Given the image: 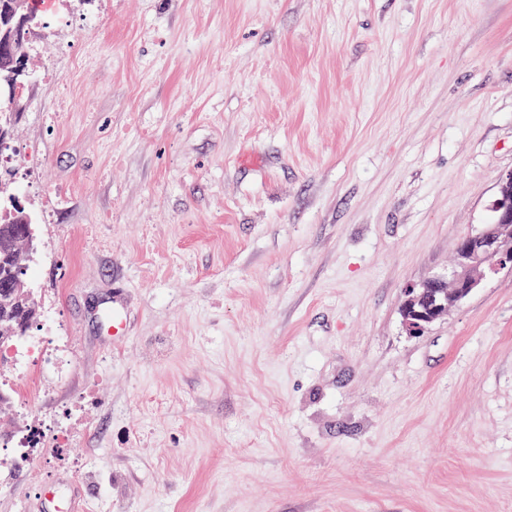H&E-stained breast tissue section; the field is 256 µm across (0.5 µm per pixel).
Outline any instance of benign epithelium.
I'll return each instance as SVG.
<instances>
[{"label":"benign epithelium","instance_id":"7a95c632","mask_svg":"<svg viewBox=\"0 0 512 512\" xmlns=\"http://www.w3.org/2000/svg\"><path fill=\"white\" fill-rule=\"evenodd\" d=\"M493 212L491 223L457 242L446 275L406 289L400 316L408 335H423L490 278L502 272L512 274V172L499 179Z\"/></svg>","mask_w":512,"mask_h":512}]
</instances>
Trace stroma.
<instances>
[{"label":"stroma","instance_id":"1","mask_svg":"<svg viewBox=\"0 0 512 512\" xmlns=\"http://www.w3.org/2000/svg\"><path fill=\"white\" fill-rule=\"evenodd\" d=\"M13 127L39 317L0 449L79 512H512V275L422 336L512 171V0H43ZM124 314L127 332L112 335ZM26 469L0 512H54ZM68 440L66 433H58L54 437L49 436L42 430L34 431L30 433L17 448H31V446H38L39 448H46L47 455H51L54 448L63 446L64 442Z\"/></svg>","mask_w":512,"mask_h":512}]
</instances>
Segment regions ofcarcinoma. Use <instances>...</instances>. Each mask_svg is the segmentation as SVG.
<instances>
[{
    "instance_id": "obj_1",
    "label": "carcinoma",
    "mask_w": 512,
    "mask_h": 512,
    "mask_svg": "<svg viewBox=\"0 0 512 512\" xmlns=\"http://www.w3.org/2000/svg\"><path fill=\"white\" fill-rule=\"evenodd\" d=\"M10 10L12 18L0 17V121L15 120L19 116L18 101L23 91H14L18 83L28 84L30 76H20L16 71L21 61L30 59L29 45L34 28L41 22L39 0H0V14ZM10 170L0 163V284L10 281L17 263V249L28 234L27 224L19 209L13 206L16 194L8 182ZM38 304L17 291L0 294V328H9L15 321L35 318Z\"/></svg>"
}]
</instances>
